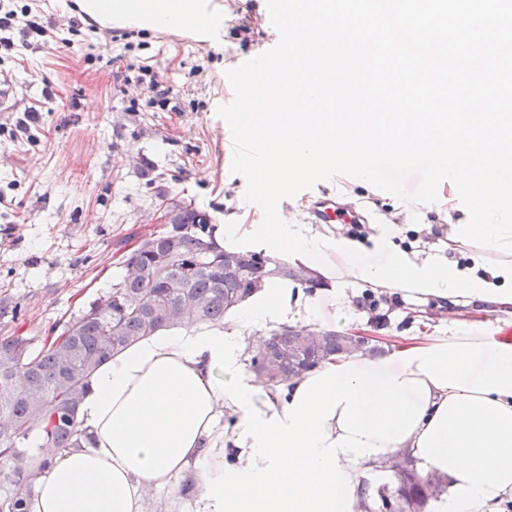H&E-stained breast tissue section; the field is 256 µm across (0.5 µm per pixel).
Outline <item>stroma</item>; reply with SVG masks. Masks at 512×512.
I'll return each mask as SVG.
<instances>
[{
    "label": "stroma",
    "instance_id": "35a3bbf8",
    "mask_svg": "<svg viewBox=\"0 0 512 512\" xmlns=\"http://www.w3.org/2000/svg\"><path fill=\"white\" fill-rule=\"evenodd\" d=\"M249 2L223 0L224 28L202 47L183 31L147 28L107 43L103 29L80 22L75 0H9L15 10L30 5L54 36L39 45L18 33L12 50L0 52V339L29 336L43 346L57 324L109 291L123 255L162 227L172 202L206 210L217 224H271L279 214L302 224L312 196L346 194L370 214L361 258L383 260L373 237L389 224L399 249L468 263L467 249L448 238L449 223L471 222L466 202L449 201L427 166L385 187L341 172L265 196L240 160L225 156L224 102L240 90L224 74L253 56L266 32ZM144 64L168 95L137 83ZM337 288L349 303L346 319L321 302L315 328L360 331L383 350L459 324L512 336V313L349 280Z\"/></svg>",
    "mask_w": 512,
    "mask_h": 512
}]
</instances>
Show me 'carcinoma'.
I'll return each mask as SVG.
<instances>
[{"mask_svg":"<svg viewBox=\"0 0 512 512\" xmlns=\"http://www.w3.org/2000/svg\"><path fill=\"white\" fill-rule=\"evenodd\" d=\"M172 224L141 238L125 256V273L104 297L68 321L39 352L32 340L0 341V512H26L31 486L17 448L41 429L43 447L78 445L76 407L91 373L143 336L173 328L192 315L215 322L266 286L260 253L227 250L213 241L211 216L189 205L169 204ZM351 353L347 335L282 327L251 347L250 367L268 386L296 378L320 362ZM391 483L376 490V512H426L444 491L443 480L421 473L405 453L394 458Z\"/></svg>","mask_w":512,"mask_h":512,"instance_id":"1","label":"carcinoma"}]
</instances>
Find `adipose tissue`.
Wrapping results in <instances>:
<instances>
[{"label": "adipose tissue", "instance_id": "obj_1", "mask_svg": "<svg viewBox=\"0 0 512 512\" xmlns=\"http://www.w3.org/2000/svg\"><path fill=\"white\" fill-rule=\"evenodd\" d=\"M208 0H76L100 25L190 28L218 35L223 12ZM349 52L334 39L287 81L246 91L237 120L266 157L265 194L309 178L327 158L363 148L360 178L379 180L417 159L409 125L397 132L361 119H324L310 94L331 96L336 61ZM290 97L303 111L282 112ZM477 128L452 113L427 125L437 169L482 223L452 224L450 239L470 263L416 261L388 250L385 261L359 256L354 241L305 224H220L228 249L287 255L330 281L346 278L422 299L512 306V144L495 143L475 160ZM316 307L298 285L270 282L240 312L234 332L185 319L134 342L98 366L78 405L80 445L50 455L40 435L20 451L32 484L27 512H144L149 491L193 484V512H362L369 474L402 450L448 480L433 512H496L512 498V336L457 329L393 344L373 358L331 357L296 379L261 386L241 370L244 340L267 323L311 322Z\"/></svg>", "mask_w": 512, "mask_h": 512}]
</instances>
